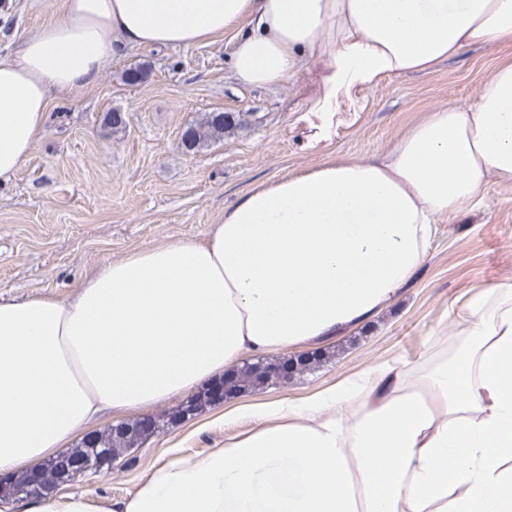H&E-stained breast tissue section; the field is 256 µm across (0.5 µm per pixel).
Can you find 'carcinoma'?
<instances>
[{
    "label": "carcinoma",
    "instance_id": "carcinoma-1",
    "mask_svg": "<svg viewBox=\"0 0 512 512\" xmlns=\"http://www.w3.org/2000/svg\"><path fill=\"white\" fill-rule=\"evenodd\" d=\"M240 116L231 112H209L199 121L190 124L184 130L182 139L187 150L193 151L205 143L221 139L224 133L241 126ZM324 359L320 355H301L296 361L288 363L289 377L303 374L318 368ZM278 360L260 359L248 362L237 369L234 384L227 388L231 394H239L259 387H269L287 382V378L277 372ZM168 421L159 416L153 427L145 428L135 420L121 427L109 426L88 435L77 447L59 455L41 467V486L48 489L58 483L73 481L84 473V468L109 469L112 460L126 454L130 449L141 445L148 437L159 432ZM32 474L26 473L16 479L12 487L0 495V501L15 499L31 492Z\"/></svg>",
    "mask_w": 512,
    "mask_h": 512
}]
</instances>
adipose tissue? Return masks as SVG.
Returning a JSON list of instances; mask_svg holds the SVG:
<instances>
[{
    "mask_svg": "<svg viewBox=\"0 0 512 512\" xmlns=\"http://www.w3.org/2000/svg\"><path fill=\"white\" fill-rule=\"evenodd\" d=\"M227 33L248 86L327 60L304 108L315 149L381 79L512 43V0H61L0 59V185L41 138L52 91L93 86L132 48ZM491 182H512L510 62L382 155L255 184L204 241L98 266L66 303L0 301V473L37 467L101 414L119 421L248 358L352 333L414 279L437 221ZM456 327L455 345L437 333L414 360L225 412L252 428L160 465L112 512H512V281L465 295Z\"/></svg>",
    "mask_w": 512,
    "mask_h": 512,
    "instance_id": "ef3b65f1",
    "label": "adipose tissue"
}]
</instances>
